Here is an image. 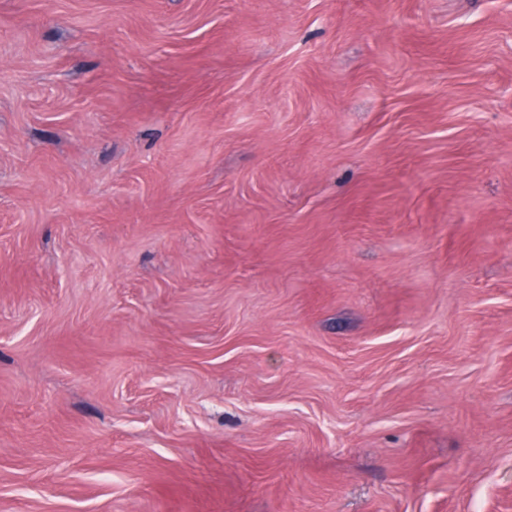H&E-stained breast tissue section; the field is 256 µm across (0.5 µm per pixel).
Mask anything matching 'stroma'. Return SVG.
<instances>
[{
    "label": "stroma",
    "mask_w": 512,
    "mask_h": 512,
    "mask_svg": "<svg viewBox=\"0 0 512 512\" xmlns=\"http://www.w3.org/2000/svg\"><path fill=\"white\" fill-rule=\"evenodd\" d=\"M0 512H512V0H0Z\"/></svg>",
    "instance_id": "obj_1"
}]
</instances>
